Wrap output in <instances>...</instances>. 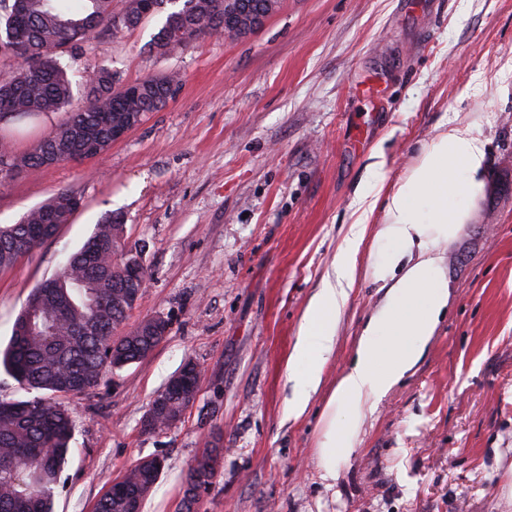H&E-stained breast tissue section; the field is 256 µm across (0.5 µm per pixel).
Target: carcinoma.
<instances>
[{
	"label": "carcinoma",
	"mask_w": 512,
	"mask_h": 512,
	"mask_svg": "<svg viewBox=\"0 0 512 512\" xmlns=\"http://www.w3.org/2000/svg\"><path fill=\"white\" fill-rule=\"evenodd\" d=\"M165 22L149 50L170 56L200 38L224 33V0H124L118 15L112 0H0V55L15 65L0 72V123H23L68 109L64 123L41 135L30 152L18 155L13 137L0 136V159L12 170L41 171V157L59 147L66 160L84 159L85 138L102 143L115 126L136 127L146 114L163 109L179 75L148 76L123 82L111 68L88 58L83 64V96L76 98L68 75L73 51L122 30H133L160 12ZM79 192L63 189L27 210L15 224H0V270L51 238L42 226L71 223L81 206ZM149 277L142 254L126 247L124 219L105 214L62 271L33 292L41 294L39 313L24 305L8 346L0 350V369L37 395L0 401V512H52L74 435V420L58 401L63 395L93 391L108 369L137 363L160 344L142 326L115 335L135 308ZM185 397L176 390L160 407L149 408L147 426L162 429L180 418L195 392L198 373L186 362L176 372ZM214 444L188 469L181 512H200L201 496L213 477ZM162 461H141L99 498L94 512H142Z\"/></svg>",
	"instance_id": "obj_1"
}]
</instances>
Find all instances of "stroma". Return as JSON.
I'll return each mask as SVG.
<instances>
[{
	"mask_svg": "<svg viewBox=\"0 0 512 512\" xmlns=\"http://www.w3.org/2000/svg\"><path fill=\"white\" fill-rule=\"evenodd\" d=\"M165 20L100 42L132 82L178 72L168 105L99 159L0 178V224L65 188L83 205L0 271V344L31 288L59 273L108 212L124 218L149 279L121 327L170 320L145 360L62 400L75 422L53 512H93L137 461L164 462L142 512H178L185 474L221 439L201 512H512V0H283L244 38L213 35L163 57ZM488 142L484 192L456 236L433 243L448 308L402 381L367 405L327 482L323 414L393 283L394 246L369 215L336 343L302 415L288 359L312 296L358 217L375 148L383 194L451 124ZM204 374L173 429L146 432L153 397L185 361Z\"/></svg>",
	"mask_w": 512,
	"mask_h": 512,
	"instance_id": "obj_1",
	"label": "stroma"
}]
</instances>
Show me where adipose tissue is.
Listing matches in <instances>:
<instances>
[{
    "mask_svg": "<svg viewBox=\"0 0 512 512\" xmlns=\"http://www.w3.org/2000/svg\"><path fill=\"white\" fill-rule=\"evenodd\" d=\"M487 154L486 140L472 125L449 126L423 145L417 163L386 200L380 234L397 245L392 262H399L416 241L453 237L467 223L469 204L483 192ZM440 270L439 258L422 248L367 326L350 370L328 403V441L318 457L324 479H336L337 463L350 454V438L367 402L397 384L423 353L448 304ZM352 282L349 258L341 256L333 280L320 288L303 315L289 361L305 390H316L320 383Z\"/></svg>",
    "mask_w": 512,
    "mask_h": 512,
    "instance_id": "ef3b65f1",
    "label": "adipose tissue"
}]
</instances>
